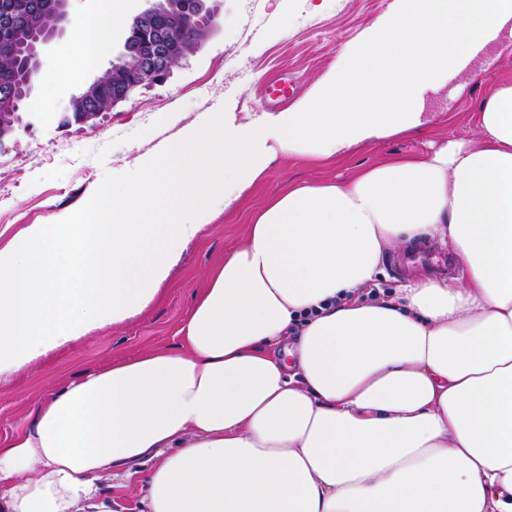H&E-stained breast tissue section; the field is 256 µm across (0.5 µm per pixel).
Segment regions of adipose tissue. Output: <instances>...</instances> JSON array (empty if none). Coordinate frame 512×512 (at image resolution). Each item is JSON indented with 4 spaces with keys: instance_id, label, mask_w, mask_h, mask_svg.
I'll use <instances>...</instances> for the list:
<instances>
[{
    "instance_id": "ef3b65f1",
    "label": "adipose tissue",
    "mask_w": 512,
    "mask_h": 512,
    "mask_svg": "<svg viewBox=\"0 0 512 512\" xmlns=\"http://www.w3.org/2000/svg\"><path fill=\"white\" fill-rule=\"evenodd\" d=\"M125 8L78 19L37 76L42 109ZM476 122V140L269 198L178 349L87 372L0 444V512H115L128 491L140 512H512V79ZM426 237L461 284L361 296Z\"/></svg>"
}]
</instances>
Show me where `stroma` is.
Returning <instances> with one entry per match:
<instances>
[{"label":"stroma","instance_id":"stroma-1","mask_svg":"<svg viewBox=\"0 0 512 512\" xmlns=\"http://www.w3.org/2000/svg\"><path fill=\"white\" fill-rule=\"evenodd\" d=\"M217 15L215 32L196 53L174 64L156 83L137 89L101 114L96 126L58 120L71 93L108 69L124 25L114 26L96 69L81 72L55 97V120L38 116L43 88L22 105L24 127L0 145V248L29 224L80 206L105 173L133 167L162 150L207 113L226 109L236 122L291 108L311 83L338 65L349 47L369 36L394 0H209ZM512 78V33L476 54L463 72L424 95L426 126L414 135L375 139L336 156L309 161L278 155L267 176L229 208L214 209L197 240L185 248L156 297L136 315L77 337L47 356L0 377V443L31 422L53 392L109 361L155 348L176 346L177 332L196 295L230 250L245 242L249 214L291 184L352 178L359 170L398 155H425L430 142L478 135L474 116L495 83ZM291 83L286 98L272 100L273 85ZM401 243L385 253L377 296L426 277L418 269L401 272Z\"/></svg>","mask_w":512,"mask_h":512}]
</instances>
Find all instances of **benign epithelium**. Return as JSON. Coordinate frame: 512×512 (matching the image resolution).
I'll return each mask as SVG.
<instances>
[{"instance_id":"benign-epithelium-1","label":"benign epithelium","mask_w":512,"mask_h":512,"mask_svg":"<svg viewBox=\"0 0 512 512\" xmlns=\"http://www.w3.org/2000/svg\"><path fill=\"white\" fill-rule=\"evenodd\" d=\"M148 6L136 14L122 36L117 60L106 71L112 82L110 106L126 100L140 86L159 82L179 60L194 52L211 35V15L204 0H147ZM68 0L52 2L53 21L38 22L43 11L40 0H0V54L13 56L25 47V81L16 88L0 91V144L22 122L12 111L15 100L31 96L40 70L43 48L62 33L69 22ZM101 78L85 83L69 99L62 122L88 124L102 113L97 107Z\"/></svg>"}]
</instances>
